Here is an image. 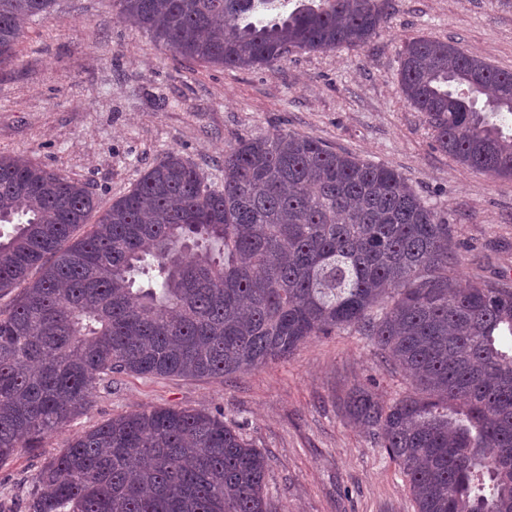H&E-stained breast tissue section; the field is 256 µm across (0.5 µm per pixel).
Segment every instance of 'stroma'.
<instances>
[{"label": "stroma", "instance_id": "obj_1", "mask_svg": "<svg viewBox=\"0 0 512 512\" xmlns=\"http://www.w3.org/2000/svg\"><path fill=\"white\" fill-rule=\"evenodd\" d=\"M361 50L293 52L274 67L227 69L184 58L128 23L118 0H56L0 66V155L87 183L101 207L176 152L204 179L224 177L238 139L293 132L397 170L447 217L460 281L512 279V180L441 151L398 83L401 49L425 36L512 72V0H387ZM372 384L384 403L411 384L363 336H318L285 360L221 382L119 375L88 412L0 463V512H26L44 462L76 435L150 407L220 411L270 458L276 512H415L409 484L343 401Z\"/></svg>", "mask_w": 512, "mask_h": 512}]
</instances>
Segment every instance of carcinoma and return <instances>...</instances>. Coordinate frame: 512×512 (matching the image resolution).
I'll return each mask as SVG.
<instances>
[{
    "label": "carcinoma",
    "mask_w": 512,
    "mask_h": 512,
    "mask_svg": "<svg viewBox=\"0 0 512 512\" xmlns=\"http://www.w3.org/2000/svg\"><path fill=\"white\" fill-rule=\"evenodd\" d=\"M54 0H0V64ZM166 48L229 69L361 49L385 0H120ZM399 85L439 147L512 179V72L406 41ZM89 230L78 231L83 226ZM0 463L83 414L112 376L223 380L353 332L407 373L345 412L403 470L417 512H512V285L455 282L451 228L395 170L291 133L241 138L224 182L178 153L102 210L89 187L0 155ZM269 458L219 415L114 417L39 471L27 512H273Z\"/></svg>",
    "instance_id": "1"
}]
</instances>
